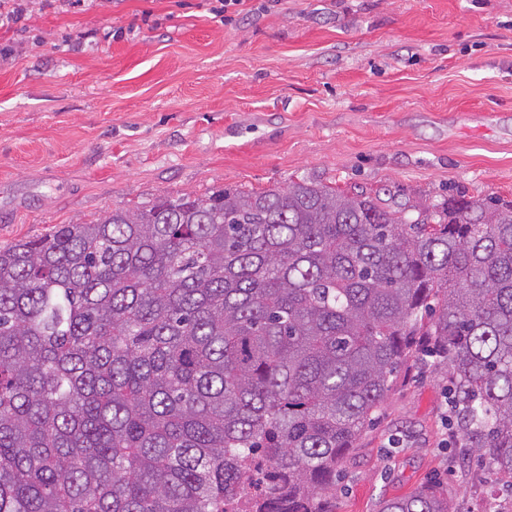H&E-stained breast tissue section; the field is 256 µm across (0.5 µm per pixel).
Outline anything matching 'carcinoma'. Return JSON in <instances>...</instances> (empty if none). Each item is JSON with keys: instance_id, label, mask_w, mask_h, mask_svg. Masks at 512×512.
I'll return each instance as SVG.
<instances>
[{"instance_id": "obj_1", "label": "carcinoma", "mask_w": 512, "mask_h": 512, "mask_svg": "<svg viewBox=\"0 0 512 512\" xmlns=\"http://www.w3.org/2000/svg\"><path fill=\"white\" fill-rule=\"evenodd\" d=\"M512 483V200L298 179L0 249V512H336L402 366ZM380 512H455L437 486Z\"/></svg>"}]
</instances>
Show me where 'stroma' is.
Instances as JSON below:
<instances>
[{"label":"stroma","instance_id":"35a3bbf8","mask_svg":"<svg viewBox=\"0 0 512 512\" xmlns=\"http://www.w3.org/2000/svg\"><path fill=\"white\" fill-rule=\"evenodd\" d=\"M0 27V248L159 196L308 179L406 205L512 199V0H17ZM444 371L411 362L342 460L338 512L433 481L512 507L463 459Z\"/></svg>","mask_w":512,"mask_h":512}]
</instances>
